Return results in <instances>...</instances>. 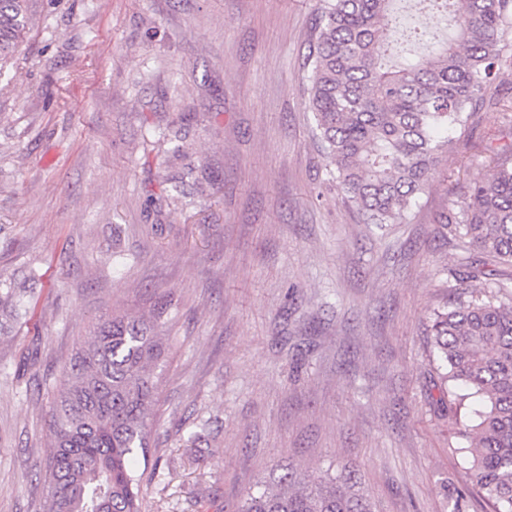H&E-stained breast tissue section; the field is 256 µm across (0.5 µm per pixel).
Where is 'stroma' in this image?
<instances>
[{
  "instance_id": "obj_1",
  "label": "stroma",
  "mask_w": 512,
  "mask_h": 512,
  "mask_svg": "<svg viewBox=\"0 0 512 512\" xmlns=\"http://www.w3.org/2000/svg\"><path fill=\"white\" fill-rule=\"evenodd\" d=\"M319 7L30 0L0 70V281L36 278L33 318L0 325V512H39L61 360L164 297L142 512H231L288 463L350 473L379 512H451L467 442L428 325L462 249L433 219L512 148V116L475 117L406 223H362L306 106Z\"/></svg>"
}]
</instances>
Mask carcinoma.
Returning a JSON list of instances; mask_svg holds the SVG:
<instances>
[{
	"label": "carcinoma",
	"instance_id": "obj_1",
	"mask_svg": "<svg viewBox=\"0 0 512 512\" xmlns=\"http://www.w3.org/2000/svg\"><path fill=\"white\" fill-rule=\"evenodd\" d=\"M29 0H0V66L30 23ZM398 0H322L306 76L307 108L337 188L365 224L403 222L418 205L443 153L442 130L466 134L480 112L512 110L500 83L512 61V0H412L448 18L426 56L407 58L387 32ZM438 232L478 254L512 263V149L494 154L488 175L437 213ZM460 285L485 282L430 317L433 353L446 383L440 404L469 408L460 431L471 456L453 512L477 491L491 512H512V282L473 264L444 271ZM32 277L0 290V317L19 324L32 310ZM167 307L98 321L74 356L60 362L40 512H142L155 407L166 356ZM234 512H374L351 477L284 466L250 490Z\"/></svg>",
	"mask_w": 512,
	"mask_h": 512
}]
</instances>
